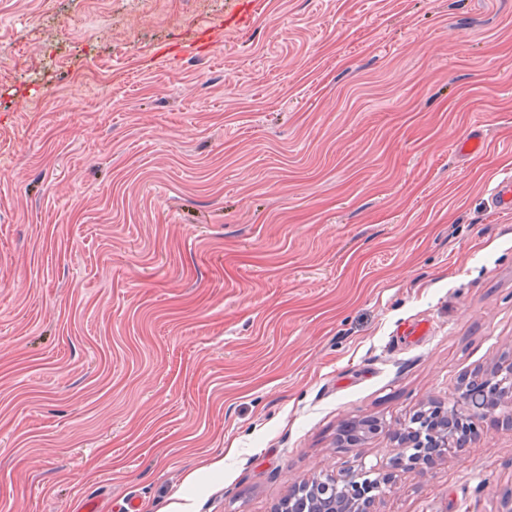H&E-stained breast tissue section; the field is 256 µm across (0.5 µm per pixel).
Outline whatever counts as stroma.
Wrapping results in <instances>:
<instances>
[{
  "instance_id": "35a3bbf8",
  "label": "stroma",
  "mask_w": 512,
  "mask_h": 512,
  "mask_svg": "<svg viewBox=\"0 0 512 512\" xmlns=\"http://www.w3.org/2000/svg\"><path fill=\"white\" fill-rule=\"evenodd\" d=\"M239 2L0 0V512H266L512 352V0ZM511 414L379 512H512Z\"/></svg>"
}]
</instances>
